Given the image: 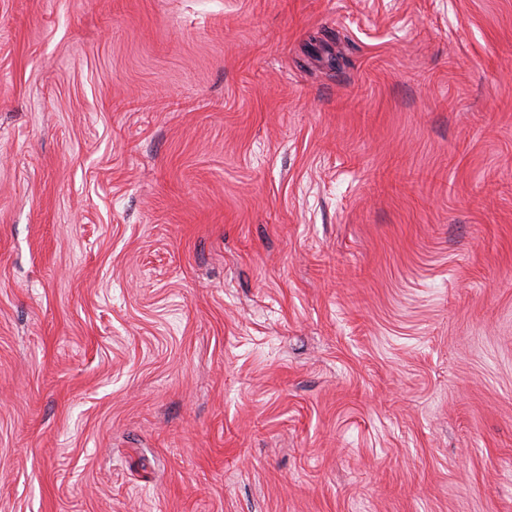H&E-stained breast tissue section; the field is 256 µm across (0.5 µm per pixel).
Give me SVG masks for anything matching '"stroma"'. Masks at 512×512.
<instances>
[{"instance_id": "obj_1", "label": "stroma", "mask_w": 512, "mask_h": 512, "mask_svg": "<svg viewBox=\"0 0 512 512\" xmlns=\"http://www.w3.org/2000/svg\"><path fill=\"white\" fill-rule=\"evenodd\" d=\"M0 512H512V0H0Z\"/></svg>"}]
</instances>
